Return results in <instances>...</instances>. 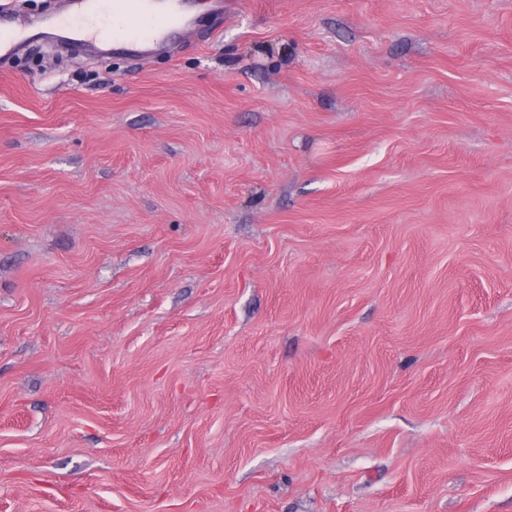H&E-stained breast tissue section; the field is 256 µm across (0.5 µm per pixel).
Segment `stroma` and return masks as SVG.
I'll use <instances>...</instances> for the list:
<instances>
[{
    "label": "stroma",
    "mask_w": 512,
    "mask_h": 512,
    "mask_svg": "<svg viewBox=\"0 0 512 512\" xmlns=\"http://www.w3.org/2000/svg\"><path fill=\"white\" fill-rule=\"evenodd\" d=\"M232 3L0 60V512H512V0Z\"/></svg>",
    "instance_id": "stroma-1"
}]
</instances>
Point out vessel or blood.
<instances>
[{"instance_id": "obj_1", "label": "vessel or blood", "mask_w": 512, "mask_h": 512, "mask_svg": "<svg viewBox=\"0 0 512 512\" xmlns=\"http://www.w3.org/2000/svg\"><path fill=\"white\" fill-rule=\"evenodd\" d=\"M192 0H69L55 27L64 34L109 46L116 55L145 58L165 50L194 27ZM27 32L0 23V54L29 42Z\"/></svg>"}]
</instances>
